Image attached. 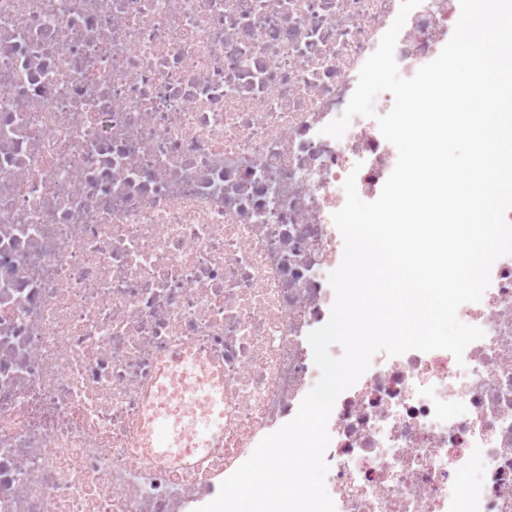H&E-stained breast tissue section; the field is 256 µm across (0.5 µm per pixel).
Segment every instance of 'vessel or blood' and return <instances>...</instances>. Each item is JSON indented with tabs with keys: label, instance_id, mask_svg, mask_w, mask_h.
<instances>
[{
	"label": "vessel or blood",
	"instance_id": "obj_1",
	"mask_svg": "<svg viewBox=\"0 0 512 512\" xmlns=\"http://www.w3.org/2000/svg\"><path fill=\"white\" fill-rule=\"evenodd\" d=\"M146 431L165 461L198 460L223 443L224 379L207 358L181 349L165 358Z\"/></svg>",
	"mask_w": 512,
	"mask_h": 512
}]
</instances>
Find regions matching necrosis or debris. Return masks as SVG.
<instances>
[{"mask_svg": "<svg viewBox=\"0 0 512 512\" xmlns=\"http://www.w3.org/2000/svg\"><path fill=\"white\" fill-rule=\"evenodd\" d=\"M400 0H0V512H195L319 377L355 175L395 162L346 108ZM423 0L395 47L409 78L453 33ZM483 330L372 357L336 399V512H512V255ZM199 351L224 376V445L152 455L159 365ZM481 458V476L460 473Z\"/></svg>", "mask_w": 512, "mask_h": 512, "instance_id": "4bbe7bcc", "label": "necrosis or debris"}]
</instances>
